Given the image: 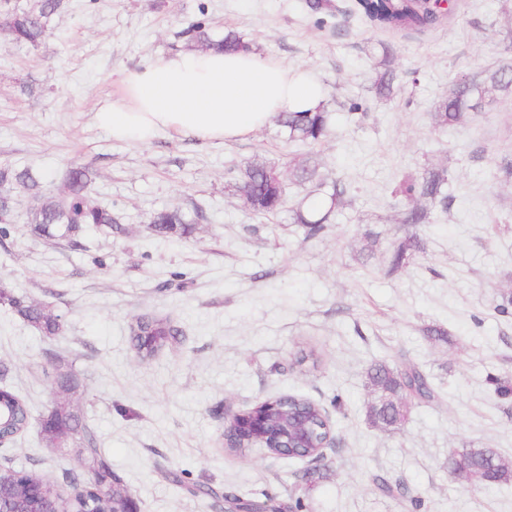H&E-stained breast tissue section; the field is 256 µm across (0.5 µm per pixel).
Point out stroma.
Masks as SVG:
<instances>
[{"instance_id":"35a3bbf8","label":"stroma","mask_w":512,"mask_h":512,"mask_svg":"<svg viewBox=\"0 0 512 512\" xmlns=\"http://www.w3.org/2000/svg\"><path fill=\"white\" fill-rule=\"evenodd\" d=\"M309 2L66 0L38 47L0 34V164L32 169L57 194L85 164L91 197L119 218L55 244L31 235L29 204L18 205L0 237V280L60 315L64 332L43 336L0 306V388L39 416L60 396L55 375L79 372L85 420L141 512H224L225 495L245 492L301 497L302 512H512V483L470 485L449 465L460 448L512 462V395L496 392L512 386V319L497 312L512 294V179L499 170L512 155V93L465 125L432 120L458 77L512 65V0H454L447 22L423 32L371 27L351 0L319 14ZM203 13L216 32L238 31L256 54L319 78L333 116L319 144L272 125L224 143L164 133L137 145L96 124L121 95L120 73L186 50ZM385 45L400 76L388 99L372 88ZM354 99L367 113L359 124L347 118ZM250 162L285 185L262 222L236 180ZM308 162L351 187L317 237L292 221L319 199L293 177ZM427 167L448 170L454 202L402 224L407 201L393 190ZM164 208L201 218L188 233H159L151 216ZM411 237L419 251L391 269L393 245ZM141 315L177 331L147 362L130 332ZM429 326L445 340L429 339ZM303 348L317 366L296 364ZM379 362L416 365L438 387L398 430L367 415ZM288 394L328 406L336 442L322 460L227 452L225 412ZM0 465L65 490L79 468L73 449L47 447L35 427L0 447ZM381 479L403 497L380 491Z\"/></svg>"}]
</instances>
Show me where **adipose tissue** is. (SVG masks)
I'll return each instance as SVG.
<instances>
[{
	"label": "adipose tissue",
	"instance_id": "1",
	"mask_svg": "<svg viewBox=\"0 0 512 512\" xmlns=\"http://www.w3.org/2000/svg\"><path fill=\"white\" fill-rule=\"evenodd\" d=\"M123 96L104 103L97 125L147 145L163 131L211 141L242 139L279 113L313 111L325 89L310 70L253 52L182 51L124 73Z\"/></svg>",
	"mask_w": 512,
	"mask_h": 512
}]
</instances>
